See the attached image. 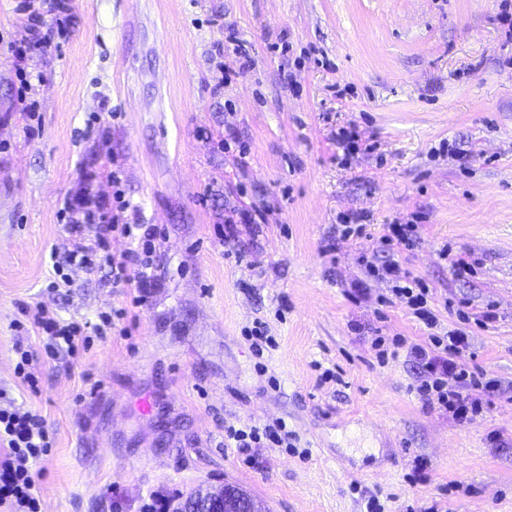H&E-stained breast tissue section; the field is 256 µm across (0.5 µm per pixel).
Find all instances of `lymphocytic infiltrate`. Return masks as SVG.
Segmentation results:
<instances>
[{"mask_svg":"<svg viewBox=\"0 0 512 512\" xmlns=\"http://www.w3.org/2000/svg\"><path fill=\"white\" fill-rule=\"evenodd\" d=\"M130 208L126 201L112 211L85 206L82 218L66 227L69 248L64 264L54 267V288L72 286L65 265L103 264L109 269V285H135L139 293L134 301L143 303L142 290L153 279V256L161 248L163 238L154 226L132 223ZM415 231L412 224L387 225L380 238L384 259L378 264L367 263L366 268L369 274H381L391 285L389 295L380 298V305L406 308L430 331L423 341L394 339L391 359L403 357L414 364L415 390L427 411L448 417L455 425L466 426L487 408L490 396L500 391L501 383L470 367L474 354L465 330L454 327L438 332L439 312L428 304L429 288L397 260L399 250L411 247ZM115 237L128 241L127 251L112 253L110 241ZM32 325L46 335L42 348L35 350L20 344L15 347L20 357L16 374L31 387L37 384L34 370L41 360L55 359L62 352L77 356L90 343L84 324L60 321L42 309L33 315ZM291 438V432L280 420L263 425H224L225 441L233 442L242 452L271 443L283 446ZM50 446L47 422L41 414L22 405L0 408V506H8L11 512H41L30 463L45 455Z\"/></svg>","mask_w":512,"mask_h":512,"instance_id":"obj_1","label":"lymphocytic infiltrate"}]
</instances>
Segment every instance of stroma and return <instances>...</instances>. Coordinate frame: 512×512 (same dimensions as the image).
Masks as SVG:
<instances>
[{"instance_id":"35a3bbf8","label":"stroma","mask_w":512,"mask_h":512,"mask_svg":"<svg viewBox=\"0 0 512 512\" xmlns=\"http://www.w3.org/2000/svg\"><path fill=\"white\" fill-rule=\"evenodd\" d=\"M505 12L512 0H71L60 29L39 0H0V407L47 420L42 512H162L213 480L264 512H365L371 496L385 512H512ZM230 28L250 61L227 74L215 50ZM349 125L361 142L347 153L331 133ZM85 193L123 196L163 234L144 305L78 265L67 294L51 288L63 204ZM257 211L265 222L241 223ZM349 217L366 234L341 239ZM407 222L418 235L399 260L437 303L498 314L465 329L507 389L466 427L423 408L404 361L376 357V337L425 334L379 309L389 284L365 269L385 225ZM456 256L472 273L454 275ZM39 307L90 327L126 316L79 358L42 364L32 391L13 347L36 343ZM257 320L277 341L260 362ZM278 419L293 447L252 464L225 447V423ZM419 458L430 478L416 483Z\"/></svg>"}]
</instances>
